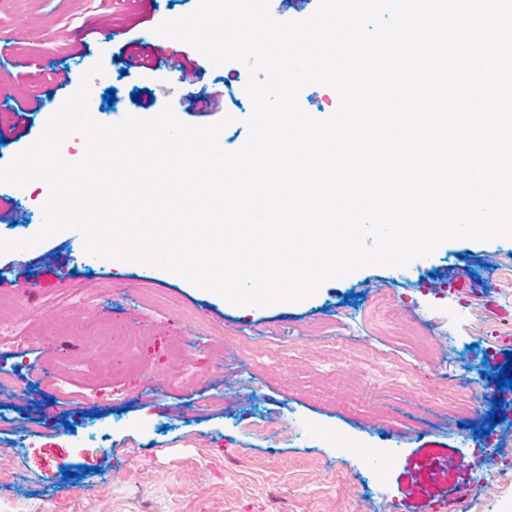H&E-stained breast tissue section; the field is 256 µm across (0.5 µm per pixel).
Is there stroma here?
Instances as JSON below:
<instances>
[{"instance_id":"obj_1","label":"stroma","mask_w":512,"mask_h":512,"mask_svg":"<svg viewBox=\"0 0 512 512\" xmlns=\"http://www.w3.org/2000/svg\"><path fill=\"white\" fill-rule=\"evenodd\" d=\"M197 0H0V165L32 144L46 121L102 63L92 116L114 124L150 118L165 105L191 125L229 118L224 148L248 138L253 106L247 66L216 67L191 45L155 34L163 20L191 12ZM149 46L156 70L126 69L127 43ZM198 65L196 80H178L170 62ZM240 79L225 88L228 70ZM114 105H106V89ZM36 103L24 119L16 102ZM46 184H0V237L17 225L35 234L43 222ZM83 241L63 231L39 245L0 255V298L24 311L23 335L0 346V512H512V489L486 487L467 456L488 414L498 423V455L512 460V411L493 407L496 377L512 353V239L453 240L404 267L370 266L325 282L312 297L242 312L220 296L158 268L95 256L76 259ZM388 292L399 305L379 321L371 298ZM78 322L72 336L44 342L56 316ZM131 335L133 367L97 373L86 339L112 322ZM335 322L355 333L351 360L323 347L312 327ZM418 326L440 352L420 369L425 386L449 396L473 390L461 418L422 395L380 385L374 394L390 419L367 421L340 401L342 374L366 378L384 358L412 361L400 339ZM251 337L255 348L306 338L311 358L283 355L256 367L236 360L218 336ZM186 337L198 368L194 382L155 389L151 373L174 374L170 353ZM351 452L341 453L338 438ZM392 448L379 488L365 484L358 449ZM84 467L64 479L63 468Z\"/></svg>"}]
</instances>
